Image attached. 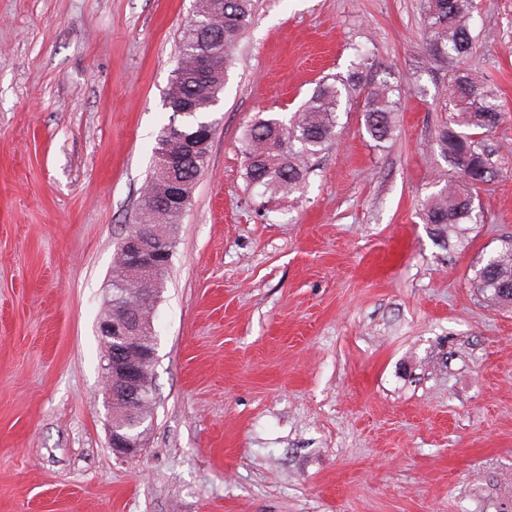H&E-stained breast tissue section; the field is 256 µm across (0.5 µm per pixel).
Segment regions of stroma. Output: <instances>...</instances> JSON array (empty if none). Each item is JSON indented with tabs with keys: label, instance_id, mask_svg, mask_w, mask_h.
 I'll list each match as a JSON object with an SVG mask.
<instances>
[{
	"label": "stroma",
	"instance_id": "1",
	"mask_svg": "<svg viewBox=\"0 0 512 512\" xmlns=\"http://www.w3.org/2000/svg\"><path fill=\"white\" fill-rule=\"evenodd\" d=\"M467 66L499 96L477 223L421 203L448 69L420 0H254L154 310L156 409L107 445L97 323L135 224L196 0H0V512H512V305L475 267L512 241V0H476ZM401 89L392 142L344 102L305 188L245 176L356 50Z\"/></svg>",
	"mask_w": 512,
	"mask_h": 512
}]
</instances>
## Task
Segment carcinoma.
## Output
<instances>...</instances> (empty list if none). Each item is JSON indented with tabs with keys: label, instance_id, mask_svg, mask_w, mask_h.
I'll use <instances>...</instances> for the list:
<instances>
[{
	"label": "carcinoma",
	"instance_id": "1",
	"mask_svg": "<svg viewBox=\"0 0 512 512\" xmlns=\"http://www.w3.org/2000/svg\"><path fill=\"white\" fill-rule=\"evenodd\" d=\"M253 0H197L194 20L185 29L164 105L170 112L169 123L161 129L156 152L168 145L169 130L178 127L191 135L203 128H214L209 114L214 111L224 86V72L232 60L235 45L250 25ZM474 0H423L419 20L426 35V54L433 62L448 67L449 119L438 129L437 145L441 155L456 169L466 184H451L429 196L422 205L425 223L436 226L438 235L447 237L461 224L478 222L472 189L494 177L489 155L479 148L482 137L500 122L501 104L496 92L462 66L476 48L477 35L473 24ZM213 42L219 53L217 68L199 76L193 67L200 41ZM374 63L359 51L355 54L347 77L324 83L304 102L297 118L286 125L275 117H256L248 125L246 138V177L256 186L275 192L294 193L304 180V170L294 161L302 154H316L334 143L341 135L340 112L343 99L352 94L363 98L364 127L378 144L392 139L396 130V112L400 89L388 80L374 81ZM190 99L199 105L194 112H184L181 102ZM211 136L195 138L191 153L177 175L183 196L191 198L195 181L208 160ZM167 191V184L150 175L139 200L138 224L158 229L167 236L154 242L172 253L175 248L174 224L183 209L160 210L153 201ZM476 288L494 303L512 304V292H502L512 284V243L491 254L474 270ZM154 304L139 307L141 317L138 334L144 342H154L151 318Z\"/></svg>",
	"mask_w": 512,
	"mask_h": 512
}]
</instances>
